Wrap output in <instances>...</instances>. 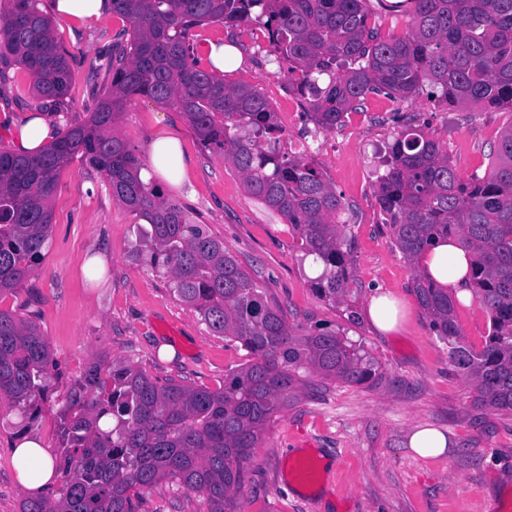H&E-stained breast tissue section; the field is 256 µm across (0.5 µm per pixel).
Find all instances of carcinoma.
Segmentation results:
<instances>
[{
	"mask_svg": "<svg viewBox=\"0 0 512 512\" xmlns=\"http://www.w3.org/2000/svg\"><path fill=\"white\" fill-rule=\"evenodd\" d=\"M37 2L9 0L0 11V60L23 65L40 109L60 112L72 71ZM410 2L408 34L396 38L369 23L367 0H112V13L130 28L113 45L111 84L93 112L39 155L0 151V296L16 293L39 265L60 171L78 157L148 222L138 227L136 255L148 253L151 267L164 271L211 331L252 359L227 372L218 389L156 379L121 363L105 378L101 364H90L59 411L64 456L53 479L61 480L62 495L52 501L34 493L21 512H136L131 491L163 480L202 494L207 512H240L237 492L250 480L252 449L296 383L314 374L351 384L375 376L374 360L346 333L315 327L294 334L258 273L141 179L143 164L115 126L135 96L182 113L201 147L223 155L248 194L287 220L303 257L322 265L310 289L344 306L355 324L354 238L336 221L341 197L316 167L277 148V115L258 89L229 85L200 66L192 29L262 22L272 55L288 64L321 129L341 124L369 92L407 100L424 91L447 109H512V0ZM385 163L377 200L404 257L415 265L451 239L472 253L469 291L491 321L482 350L464 341L448 288L419 271L414 293L453 367L474 380V404L512 414V126L487 176L463 179L448 151L411 125L389 144ZM53 362L35 322L0 310V401L27 429L53 392Z\"/></svg>",
	"mask_w": 512,
	"mask_h": 512,
	"instance_id": "1",
	"label": "carcinoma"
}]
</instances>
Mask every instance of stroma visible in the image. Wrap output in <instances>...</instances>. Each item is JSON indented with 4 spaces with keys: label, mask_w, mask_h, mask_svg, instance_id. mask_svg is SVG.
Returning a JSON list of instances; mask_svg holds the SVG:
<instances>
[{
    "label": "stroma",
    "mask_w": 512,
    "mask_h": 512,
    "mask_svg": "<svg viewBox=\"0 0 512 512\" xmlns=\"http://www.w3.org/2000/svg\"><path fill=\"white\" fill-rule=\"evenodd\" d=\"M58 42L73 82L64 112L53 114L57 131L83 123L111 77L104 63L128 24L112 14L81 27L53 16ZM234 44L240 67L227 83L258 88L294 115L295 132L314 141L305 161L317 167L344 203L342 220L356 235L351 295L367 309L373 291L401 301L400 331L385 334L369 317L349 324L341 308L319 300L286 220L246 191L243 177L221 155L204 151L181 113L136 97L116 127L140 159L163 130L176 132L188 158L181 186L165 189L191 221L207 225L288 313L296 331L327 323L345 331L377 362L376 378L363 385L311 377L291 393L288 405L252 455L253 475L238 494L242 512H489L491 500L512 506V415L473 404L471 380L451 366L448 347L431 330L413 292L415 270L396 247L376 200L386 147L409 124L425 127L445 144L463 178L484 175L493 165L500 136L512 112L465 107L437 108L425 95L400 103L381 92L368 94L341 126L319 129L309 108L270 55L262 23L227 27L208 23L194 30L196 51L205 42ZM0 149L11 150L8 124L37 111L29 72L0 62ZM52 225L44 259L22 289L0 297V308L33 320L55 361L57 390L29 434L60 456L59 410L66 393L93 362L128 363L151 377L219 388L228 370L250 360L239 343L214 335L197 313L173 293L166 275L134 255L138 216L113 199L100 174L81 161L62 171L50 201ZM456 317L466 342L481 350L490 331L477 301L458 303ZM432 427L448 438L435 457L414 453L410 435ZM21 423L0 404V512H20L27 493L18 480L14 448ZM311 456L320 478L302 485L289 475L291 459ZM136 512H207L202 495L165 482L139 490Z\"/></svg>",
    "instance_id": "stroma-1"
}]
</instances>
